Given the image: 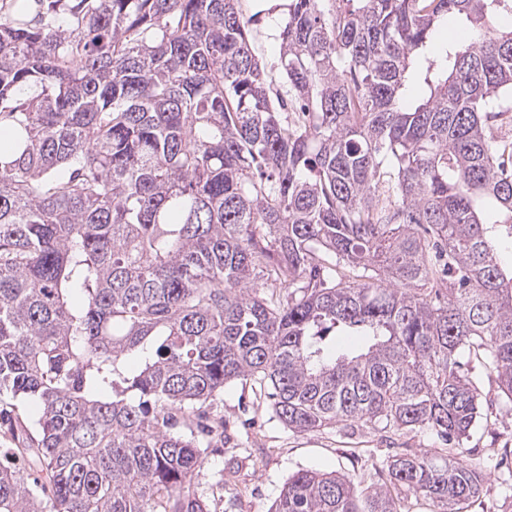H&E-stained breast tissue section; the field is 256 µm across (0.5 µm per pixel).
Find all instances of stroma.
Segmentation results:
<instances>
[{"instance_id": "1", "label": "stroma", "mask_w": 512, "mask_h": 512, "mask_svg": "<svg viewBox=\"0 0 512 512\" xmlns=\"http://www.w3.org/2000/svg\"><path fill=\"white\" fill-rule=\"evenodd\" d=\"M265 0H241L253 17L254 51L268 71L279 58V24L284 11L262 12ZM216 424L226 425L230 441L209 448L192 486L210 512H269L288 478L300 470L334 471L363 490L386 482L382 464L411 452L481 466L487 491L471 503L470 512H512V403L497 400L487 421L479 422L468 439L450 447L430 432L380 433L368 426L333 425L296 433L276 417L268 399L252 384L235 382L217 395L210 408ZM236 459L238 469L227 475L224 462Z\"/></svg>"}]
</instances>
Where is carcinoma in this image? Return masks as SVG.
<instances>
[{
    "label": "carcinoma",
    "instance_id": "obj_1",
    "mask_svg": "<svg viewBox=\"0 0 512 512\" xmlns=\"http://www.w3.org/2000/svg\"><path fill=\"white\" fill-rule=\"evenodd\" d=\"M239 2L0 0V512H209L234 381L299 433L458 444L466 354L512 403V0H288L283 93ZM386 468L361 494L299 471L271 512H463L486 485Z\"/></svg>",
    "mask_w": 512,
    "mask_h": 512
}]
</instances>
